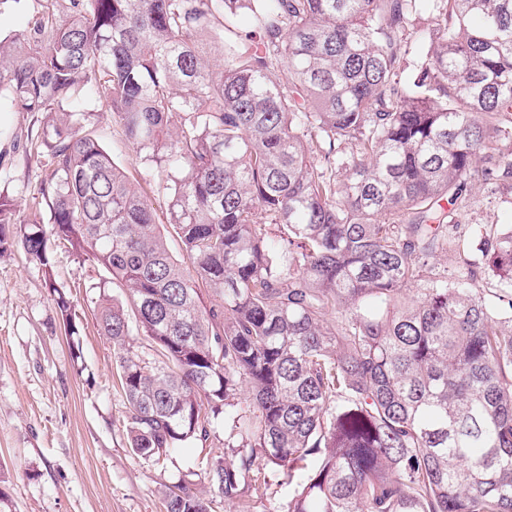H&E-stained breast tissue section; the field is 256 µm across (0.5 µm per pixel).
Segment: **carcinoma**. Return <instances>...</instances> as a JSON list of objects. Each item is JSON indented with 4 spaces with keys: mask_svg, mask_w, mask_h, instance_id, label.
Returning a JSON list of instances; mask_svg holds the SVG:
<instances>
[{
    "mask_svg": "<svg viewBox=\"0 0 512 512\" xmlns=\"http://www.w3.org/2000/svg\"><path fill=\"white\" fill-rule=\"evenodd\" d=\"M421 12L437 46L412 57ZM2 100L44 116V175L21 220L0 195V250L43 267L76 359L50 240L123 289L96 315L134 453L162 465L222 418L205 479L244 512L267 467L282 512H512V225L456 221L476 182L512 194V0H44L0 38ZM164 499L211 512L184 479ZM90 127L96 130L98 138L112 155L114 162L131 179H137L145 188L156 218V224L162 225V231L167 239L170 251L177 258L182 257L181 243L166 222L168 200L166 193L152 183L151 187L145 184L140 175L142 162L132 149V146L125 139L121 131L112 125V118L109 112L99 110L91 119Z\"/></svg>",
    "mask_w": 512,
    "mask_h": 512,
    "instance_id": "obj_1",
    "label": "carcinoma"
}]
</instances>
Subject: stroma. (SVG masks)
Wrapping results in <instances>:
<instances>
[{"instance_id":"35a3bbf8","label":"stroma","mask_w":512,"mask_h":512,"mask_svg":"<svg viewBox=\"0 0 512 512\" xmlns=\"http://www.w3.org/2000/svg\"><path fill=\"white\" fill-rule=\"evenodd\" d=\"M41 117L0 107V193L25 213L41 170L27 135ZM90 126L114 162L133 179L142 163L109 112ZM463 224H512V196L472 190ZM53 276L82 324L74 362L41 266L21 248L0 255V512H165L162 489L184 475L204 485L211 457L230 456L224 427L206 444L173 454L161 466L137 456L123 426L112 343L95 319L97 301L121 298L103 268L60 246Z\"/></svg>"}]
</instances>
